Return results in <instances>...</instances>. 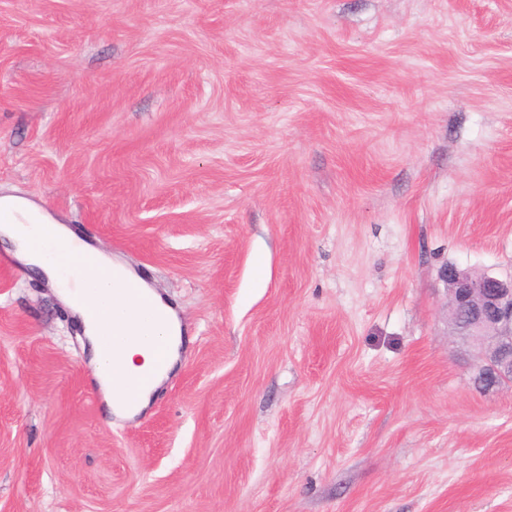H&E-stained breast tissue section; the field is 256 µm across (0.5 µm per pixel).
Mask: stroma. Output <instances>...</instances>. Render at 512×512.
<instances>
[{
	"instance_id": "35a3bbf8",
	"label": "stroma",
	"mask_w": 512,
	"mask_h": 512,
	"mask_svg": "<svg viewBox=\"0 0 512 512\" xmlns=\"http://www.w3.org/2000/svg\"><path fill=\"white\" fill-rule=\"evenodd\" d=\"M0 189L187 331L115 416L9 257L0 512H512L440 277L512 274V0H0Z\"/></svg>"
}]
</instances>
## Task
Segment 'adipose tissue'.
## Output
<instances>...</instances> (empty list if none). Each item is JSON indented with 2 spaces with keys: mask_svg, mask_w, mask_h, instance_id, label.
Masks as SVG:
<instances>
[{
  "mask_svg": "<svg viewBox=\"0 0 512 512\" xmlns=\"http://www.w3.org/2000/svg\"><path fill=\"white\" fill-rule=\"evenodd\" d=\"M33 230L45 245L65 240L83 255L84 263L74 276L91 281L92 291L81 294L63 284L58 266L44 248L31 244L29 233ZM0 237L51 281L79 318L105 398H113L122 388L133 396L137 408H145L180 359L181 326L172 307L151 290L142 302L119 294L129 270L23 196L0 194ZM164 335L170 336L171 348L164 368L159 370L155 367V345Z\"/></svg>",
  "mask_w": 512,
  "mask_h": 512,
  "instance_id": "ef3b65f1",
  "label": "adipose tissue"
}]
</instances>
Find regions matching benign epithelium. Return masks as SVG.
Returning <instances> with one entry per match:
<instances>
[{"instance_id":"1","label":"benign epithelium","mask_w":512,"mask_h":512,"mask_svg":"<svg viewBox=\"0 0 512 512\" xmlns=\"http://www.w3.org/2000/svg\"><path fill=\"white\" fill-rule=\"evenodd\" d=\"M447 285L448 335L479 351L476 385L512 382V277L487 272L474 278L452 266L442 274Z\"/></svg>"}]
</instances>
